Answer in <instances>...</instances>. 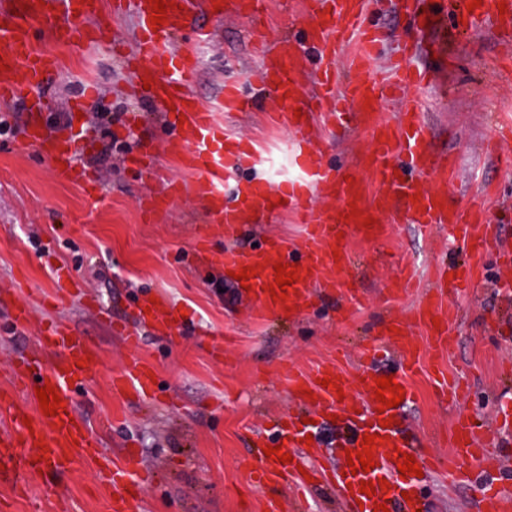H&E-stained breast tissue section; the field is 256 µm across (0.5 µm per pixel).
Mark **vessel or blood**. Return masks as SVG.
<instances>
[{"instance_id":"1","label":"vessel or blood","mask_w":512,"mask_h":512,"mask_svg":"<svg viewBox=\"0 0 512 512\" xmlns=\"http://www.w3.org/2000/svg\"><path fill=\"white\" fill-rule=\"evenodd\" d=\"M26 12L0 17V60L6 68L0 71V100L22 105L34 113L42 107V96L54 82L58 72L56 60L36 49L31 40V21H49L57 9H64L72 18L96 13L97 0H25ZM167 12L163 25L152 26L153 14L148 0H112L116 13L134 11L137 18L135 48L128 59L127 91L164 106L166 120L173 133L167 144L183 168L193 176L192 190L205 200L209 223L228 232L239 231L245 222L269 220L277 215L297 213L305 225V236L299 249L287 241L270 237L251 249L227 248L216 252L218 265L230 272L250 267L255 276L247 285L254 302L255 317L273 313L284 314L309 301L313 292L335 295L345 288L346 271L351 263L348 238L353 234L374 237L381 232L380 220L386 213L397 211L411 219L419 235L429 237L437 229L448 231L449 238L462 243L469 255L468 262L449 267L438 276L416 309L420 323L435 325L436 341L445 344L447 327L454 309L449 294L467 293L480 273L479 262L489 254H497L501 266L512 267V254L498 252L497 232L486 224L481 208L452 205L450 194L453 163L445 153L432 150L421 112L400 113L395 122L379 117L374 110L377 100L400 101L410 93L429 85L431 76L409 63L408 53L415 47L407 41L403 54L391 57L386 68H378L383 35L380 29L365 22L368 0H304L311 23L307 29L311 41L321 51V62L315 72L316 103L328 104L334 125L357 124L369 136V146L357 168L339 170L322 156L311 151L314 128L309 117H297L292 112L276 113L279 125L289 129L292 139L295 178L281 183L245 179L244 173L255 168L259 155L253 144L228 135L216 111L247 112L253 107V97L243 82L229 79L218 108L201 103L190 88L189 81L199 64V52L211 42L212 33L197 23L201 12L213 13L214 0H176ZM499 0H482L480 7L464 13L467 24L488 16L496 17L503 32L512 31V0L506 10H499ZM193 31L192 47L177 45L181 32ZM353 48L352 57H345L346 48ZM298 45L290 39L275 46H260L261 66L256 75L263 84L275 86L281 100L299 93V81L294 61ZM26 136L51 160L55 176L63 181L81 183L88 195L95 196L100 186L78 164V154L84 146L71 134H46L36 122H28ZM371 176L380 186L372 202L363 198L364 176ZM295 269L297 279L287 289L286 296L275 297L271 287L276 282L275 264ZM180 311L165 299H158L151 308L137 306L133 317L137 324H120L119 330L130 353L118 372L112 376V388L133 392L149 398L158 385L153 365L145 360L140 349L143 338L139 325L156 331L176 333ZM385 338L364 349L361 367L349 374L335 365L324 364L303 372L291 364H283L280 374L290 392L303 397L312 391L311 407L324 415H342L353 429L352 439L342 447L360 451L365 436L375 438L372 451L375 466L369 472L351 473L346 461L336 466H320L323 449L310 444L309 425L301 418L286 416L272 421L274 433L269 446H280L293 456V463H280L278 457L259 456L251 468L256 487L264 494V512H283L276 494L277 487L293 481L301 490L312 489L311 478L321 475L327 486L335 489L343 512H373L375 505L395 507L404 503L406 512H419L422 501L415 474H401L398 466L405 456H413L421 471L433 468L435 460L423 450L405 441L397 427L401 411L381 409L373 394L378 385L377 365L389 354H396L402 369L395 384H403L404 372L417 363L413 340L404 332L399 319L388 321ZM43 344L60 347L59 359L48 362L39 354L21 357L15 374L26 392L35 385L55 388L65 405L57 415H46L42 409L25 413L12 408L9 413L11 430L0 435V482L13 486L19 477L53 473L63 475L81 462L97 458L98 441L86 422L76 413L79 388L92 377L97 353L86 336L59 321L45 324L41 330ZM330 386H322V379ZM360 390L370 394L369 403H358L351 393ZM457 434L448 456V479L464 483L470 478L467 461L483 452L478 441V425L474 418L456 421ZM108 485L112 489V512H137L149 478L143 474L139 458L127 451L122 462L108 467ZM376 486L373 496L360 494L361 483ZM482 512H512V495L503 493L494 481L480 488Z\"/></svg>"}]
</instances>
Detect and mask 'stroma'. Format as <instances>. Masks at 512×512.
Returning <instances> with one entry per match:
<instances>
[{
  "instance_id": "stroma-1",
  "label": "stroma",
  "mask_w": 512,
  "mask_h": 512,
  "mask_svg": "<svg viewBox=\"0 0 512 512\" xmlns=\"http://www.w3.org/2000/svg\"><path fill=\"white\" fill-rule=\"evenodd\" d=\"M462 0H426L435 15V29L421 42L438 41V55L422 53L418 65L437 75L436 83L410 99L423 114L432 149L447 153L455 164L450 188L454 204L477 205L488 223L498 225L503 246L512 249V170L502 169L491 150L499 129L512 125V41H505L492 19L465 28L458 23ZM299 0H270L257 16H201L213 41L191 78V88L205 104L217 106L224 80L251 77L258 68L256 41L276 43L287 36L304 39L307 21ZM367 19L381 28L384 52H392L406 28V17L394 0H370ZM106 25L133 47L135 18L113 15L111 8L72 22L67 39L56 23L34 22L37 49L61 61L55 85L45 93L41 121L48 133L74 130L93 144L79 161L101 186L99 198L85 195L76 184L53 174L50 160L27 143L24 123L14 122L16 105L0 102V118L9 127L0 134V392L17 406L31 401L16 388L12 362L37 349L45 321L60 319L96 346L99 363L77 396V413L90 427L102 451L120 460L135 450L143 469L158 474L146 489L141 512H261L262 494L249 476L257 433L267 431L273 416L297 410L296 400L280 381L284 360L310 369L334 361L356 373L359 347L381 337L388 318L404 321L421 349L408 380L416 394L400 426L415 447L440 455L448 452V432L458 415L477 418L490 439L485 459L470 462L472 481L456 487L438 473L420 485L427 512H479L478 485L492 480L512 491V436L495 431L500 400L512 398V378L503 371L512 361V277L502 274L495 257L483 261L484 272L469 293L454 298L458 319L448 328L446 349L433 345L429 328L413 318L428 285L429 269L462 259L461 243L447 232L434 239L420 237L413 224L385 221V233L374 239L352 237L356 260L351 288L336 296L305 304L295 315L248 319L252 299L206 266L196 255L201 237L212 246L251 248L273 236L300 243L302 226L281 215L270 224H250L236 235L205 223L204 205L185 195L170 206L149 209L146 201L166 194L170 184L188 183L189 173L164 147L165 117L156 103L128 96V75L111 43L87 44L84 31ZM314 51L298 63L301 88L294 99L278 101L272 90L252 85L258 101L253 112L225 113L227 133L252 140L262 163L255 178L279 181L294 177L291 137L268 115L305 107L314 93ZM94 98L84 99L87 85ZM83 99L84 119L72 103ZM143 117L140 128L124 125L126 113ZM112 147L111 163L98 162V148ZM324 159L355 167L369 146L360 129L322 131L314 141ZM150 151L155 171L133 167L132 155ZM414 268L417 282L397 294L387 285ZM63 274L80 288L79 300L55 297V276ZM161 293L185 318L174 334L143 328L144 354L155 365L158 399L148 402L113 392L111 376L128 355L111 319H124L144 298ZM32 311L27 330L9 325L14 303ZM224 339V356L211 354V340ZM463 377L470 392L457 403L441 402L432 383L439 368ZM112 501L96 460L80 463L61 476L54 491H43L30 478L21 488L0 490V512H111Z\"/></svg>"
}]
</instances>
